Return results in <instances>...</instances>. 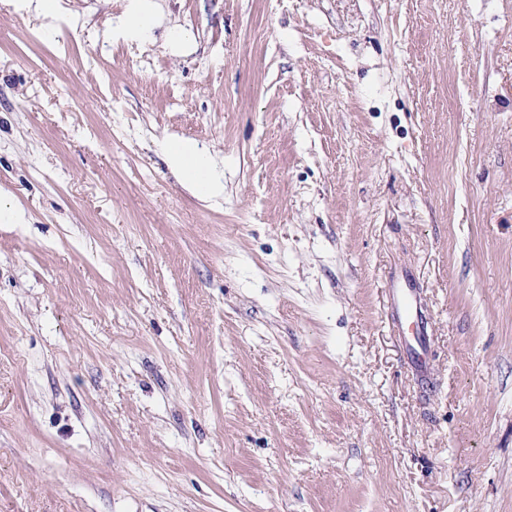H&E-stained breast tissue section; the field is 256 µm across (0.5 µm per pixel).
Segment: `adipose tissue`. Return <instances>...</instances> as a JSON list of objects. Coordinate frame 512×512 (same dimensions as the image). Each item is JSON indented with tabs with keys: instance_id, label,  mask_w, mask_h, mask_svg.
Masks as SVG:
<instances>
[{
	"instance_id": "obj_1",
	"label": "adipose tissue",
	"mask_w": 512,
	"mask_h": 512,
	"mask_svg": "<svg viewBox=\"0 0 512 512\" xmlns=\"http://www.w3.org/2000/svg\"><path fill=\"white\" fill-rule=\"evenodd\" d=\"M160 18L153 0H130L127 10L112 28L115 39L146 41L159 25ZM164 153L183 184L205 201H215L224 195V177L210 157L193 144L170 140Z\"/></svg>"
}]
</instances>
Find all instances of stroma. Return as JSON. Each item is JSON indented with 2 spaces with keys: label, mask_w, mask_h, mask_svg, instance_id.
<instances>
[{
  "label": "stroma",
  "mask_w": 512,
  "mask_h": 512,
  "mask_svg": "<svg viewBox=\"0 0 512 512\" xmlns=\"http://www.w3.org/2000/svg\"><path fill=\"white\" fill-rule=\"evenodd\" d=\"M157 2L0 0V512H512V0ZM61 0H16L18 11H31L42 15L46 19H57L62 14ZM129 1L124 15L112 26V38L144 42L160 24L155 4L152 0ZM163 150L182 183L196 196L204 201L224 197V175L199 148L183 140H168ZM388 293L392 298L397 309L401 313V327H408L413 332V338L417 342V347L409 345L407 339V349L413 357L416 369L423 375H427L428 366L423 358L425 348V334L427 328V317L420 303L417 300L416 291L409 276L403 278L396 285L388 288Z\"/></svg>",
  "instance_id": "stroma-1"
}]
</instances>
